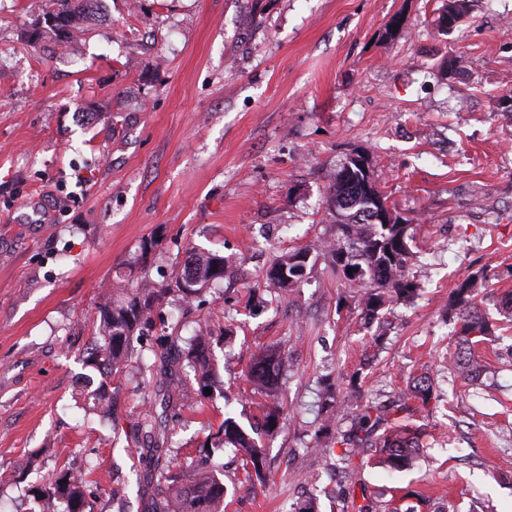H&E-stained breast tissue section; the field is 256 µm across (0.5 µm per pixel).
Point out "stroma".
Masks as SVG:
<instances>
[{"instance_id": "obj_1", "label": "stroma", "mask_w": 512, "mask_h": 512, "mask_svg": "<svg viewBox=\"0 0 512 512\" xmlns=\"http://www.w3.org/2000/svg\"><path fill=\"white\" fill-rule=\"evenodd\" d=\"M447 3L100 0L62 41L32 34L51 0H0V512H39L78 469L80 512H152L163 472L140 458L148 411L167 465H223L225 512H288L312 493L320 512H354L338 443L352 410L337 403L319 431L326 383L385 403L427 370L437 405L398 419L418 429L419 459L390 473L353 457L356 492L372 512L394 497L406 512H512V315L496 309L512 291V0H470L443 33ZM355 149L409 226L421 285L381 328L320 257L331 175ZM299 248L317 258L306 279L267 288L275 257ZM192 250L224 255V277L155 304L145 368L115 379L91 365L103 305L170 283ZM471 276L502 338L475 348L480 389L440 374ZM202 326L211 390L188 362L169 379L152 368L160 336ZM273 345L282 420L247 483L207 439L228 414L261 426L248 372Z\"/></svg>"}]
</instances>
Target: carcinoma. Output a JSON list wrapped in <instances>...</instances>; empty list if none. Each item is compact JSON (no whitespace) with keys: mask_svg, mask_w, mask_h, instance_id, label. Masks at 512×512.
Wrapping results in <instances>:
<instances>
[{"mask_svg":"<svg viewBox=\"0 0 512 512\" xmlns=\"http://www.w3.org/2000/svg\"><path fill=\"white\" fill-rule=\"evenodd\" d=\"M54 3L56 8L48 15L52 19L49 27L63 36L97 7V0H54ZM468 11L469 0H448L439 17V27H444L450 18H464ZM326 204L335 233L324 247L323 256L333 269L342 272L346 284L363 290L360 295L361 315L366 323L371 324L381 319V311L390 302L409 300L419 289V285L407 275L413 256L408 225L373 224L369 221V209L386 204V197L371 166L361 165L350 157L336 169L328 186ZM222 267V255L192 253L167 287L143 285L125 292L121 300L103 306L104 333L100 349L112 364V373H119L134 359L137 333L148 320L156 302L168 294L175 293L186 299L191 294L200 293L211 281L224 277ZM303 268H308L307 250L283 253L276 257L266 273L267 284L281 291L295 288L306 278V274L301 272ZM276 269L287 272L288 278L275 275ZM349 269L352 270L350 274L347 273ZM185 277L193 278L197 287H181L180 280ZM451 308L455 318L451 335L456 345L448 356V377L475 379L483 368L475 357V346L492 344L499 337L478 307L470 280L463 281L455 289ZM208 344L209 337L197 336L187 351V357L200 368V378L206 382L212 377ZM282 363L283 356L277 349L267 351L256 360L250 378L257 389L272 391L277 388ZM433 390L434 379L426 372L415 377L389 405L372 400L362 403L360 396L352 395L358 413L354 415L349 431L339 441L340 445L346 446L341 455V460L346 463L344 474H353L354 469L350 468L352 457L363 450L374 451L378 463L389 471L412 466L420 454L419 433L391 425L389 418L407 409L411 400H419L423 407H428ZM210 445L214 449L232 448L236 451L245 481L262 477L265 449L235 418H224L216 432L210 435ZM85 486L84 478L66 472L55 481V492L76 506L83 498ZM225 496L224 482L213 471L196 470L186 484L177 475L166 479V484L157 488L154 512H224Z\"/></svg>","mask_w":512,"mask_h":512,"instance_id":"1","label":"carcinoma"}]
</instances>
